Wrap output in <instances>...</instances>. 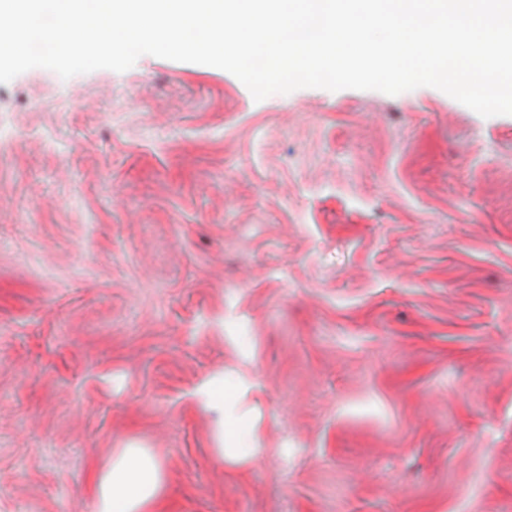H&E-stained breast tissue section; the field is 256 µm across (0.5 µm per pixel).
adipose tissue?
Wrapping results in <instances>:
<instances>
[{
    "label": "adipose tissue",
    "instance_id": "obj_1",
    "mask_svg": "<svg viewBox=\"0 0 512 512\" xmlns=\"http://www.w3.org/2000/svg\"><path fill=\"white\" fill-rule=\"evenodd\" d=\"M247 380L238 384L212 378L200 390L203 405L216 412L222 447L252 452L256 443L243 414L236 409L235 393L246 390ZM166 491L158 461L143 448H125L97 478L93 512H158Z\"/></svg>",
    "mask_w": 512,
    "mask_h": 512
}]
</instances>
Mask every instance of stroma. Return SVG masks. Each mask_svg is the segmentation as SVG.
<instances>
[{
  "instance_id": "1",
  "label": "stroma",
  "mask_w": 512,
  "mask_h": 512,
  "mask_svg": "<svg viewBox=\"0 0 512 512\" xmlns=\"http://www.w3.org/2000/svg\"><path fill=\"white\" fill-rule=\"evenodd\" d=\"M129 445L166 512H512V115L150 55L0 84V512H91ZM235 389V384H226L224 377H219L206 381L200 390L205 408L218 415L223 458L224 452L234 448L246 449L245 455L258 449L245 415L236 410Z\"/></svg>"
}]
</instances>
